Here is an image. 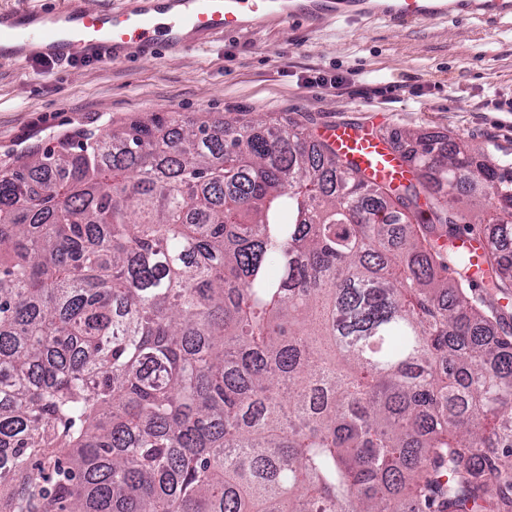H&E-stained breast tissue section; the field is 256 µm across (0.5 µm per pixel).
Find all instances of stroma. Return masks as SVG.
<instances>
[{
  "instance_id": "stroma-1",
  "label": "stroma",
  "mask_w": 512,
  "mask_h": 512,
  "mask_svg": "<svg viewBox=\"0 0 512 512\" xmlns=\"http://www.w3.org/2000/svg\"><path fill=\"white\" fill-rule=\"evenodd\" d=\"M320 74L344 89L314 84ZM235 112H279L315 138L350 122L391 142L410 129L512 156V19L274 25L178 56L0 63V169L84 129Z\"/></svg>"
}]
</instances>
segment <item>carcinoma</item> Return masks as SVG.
I'll return each instance as SVG.
<instances>
[{"label": "carcinoma", "instance_id": "carcinoma-1", "mask_svg": "<svg viewBox=\"0 0 512 512\" xmlns=\"http://www.w3.org/2000/svg\"><path fill=\"white\" fill-rule=\"evenodd\" d=\"M163 117L0 171V512H512V160ZM464 189L486 214L472 264Z\"/></svg>", "mask_w": 512, "mask_h": 512}]
</instances>
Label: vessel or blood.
<instances>
[{"label": "vessel or blood", "mask_w": 512, "mask_h": 512, "mask_svg": "<svg viewBox=\"0 0 512 512\" xmlns=\"http://www.w3.org/2000/svg\"><path fill=\"white\" fill-rule=\"evenodd\" d=\"M512 16V0H123L87 8L66 0L48 11L0 16V62L34 57L121 62L156 50L179 54L224 33H249L273 22L387 19L432 23L447 18L500 20ZM326 140L369 179L397 184L409 176L400 152L367 127L338 123Z\"/></svg>", "instance_id": "vessel-or-blood-1"}]
</instances>
